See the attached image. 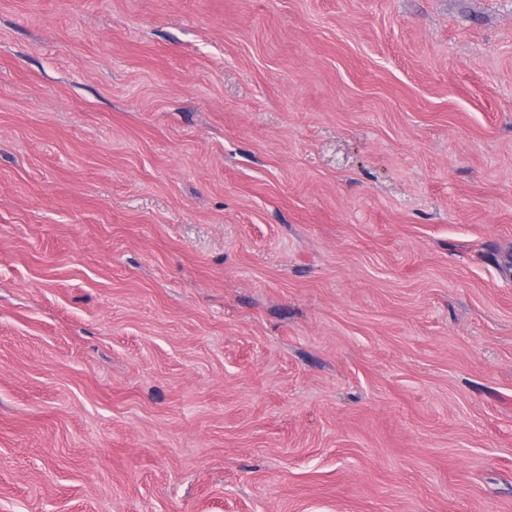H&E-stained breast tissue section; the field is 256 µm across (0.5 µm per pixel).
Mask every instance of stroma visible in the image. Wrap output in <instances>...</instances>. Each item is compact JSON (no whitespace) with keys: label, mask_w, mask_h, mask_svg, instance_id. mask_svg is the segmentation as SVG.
<instances>
[{"label":"stroma","mask_w":512,"mask_h":512,"mask_svg":"<svg viewBox=\"0 0 512 512\" xmlns=\"http://www.w3.org/2000/svg\"><path fill=\"white\" fill-rule=\"evenodd\" d=\"M0 512H512V0H0Z\"/></svg>","instance_id":"1"}]
</instances>
